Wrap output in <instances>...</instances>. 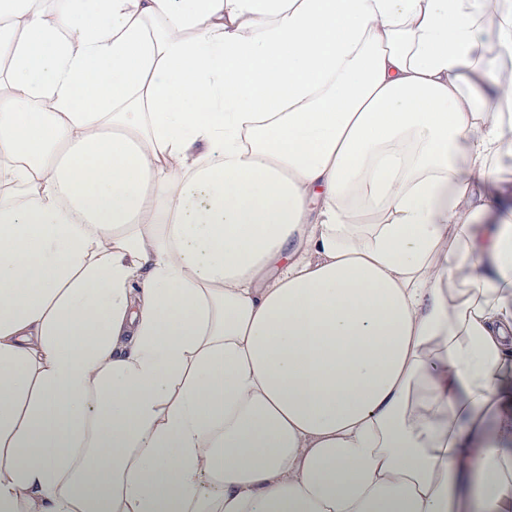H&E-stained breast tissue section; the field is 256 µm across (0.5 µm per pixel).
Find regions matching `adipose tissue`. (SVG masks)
Masks as SVG:
<instances>
[{"label": "adipose tissue", "mask_w": 512, "mask_h": 512, "mask_svg": "<svg viewBox=\"0 0 512 512\" xmlns=\"http://www.w3.org/2000/svg\"><path fill=\"white\" fill-rule=\"evenodd\" d=\"M498 2L0 0V512H512Z\"/></svg>", "instance_id": "ef3b65f1"}]
</instances>
